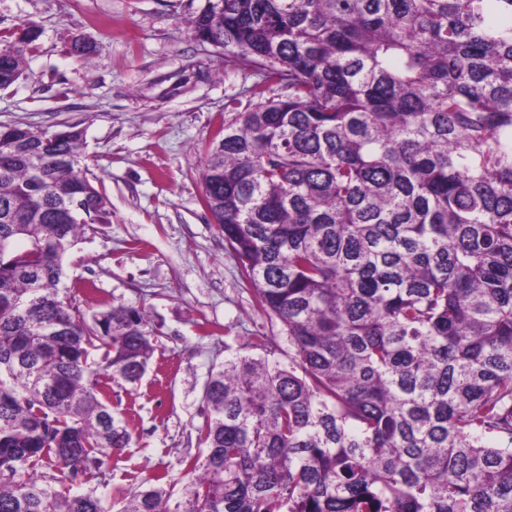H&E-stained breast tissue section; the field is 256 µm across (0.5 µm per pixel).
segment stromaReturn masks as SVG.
<instances>
[{"instance_id": "1", "label": "stroma", "mask_w": 512, "mask_h": 512, "mask_svg": "<svg viewBox=\"0 0 512 512\" xmlns=\"http://www.w3.org/2000/svg\"><path fill=\"white\" fill-rule=\"evenodd\" d=\"M203 0H0V35L34 23L40 36L24 75L0 89V125L85 130L90 178L111 202L112 221L71 249L62 283L82 307L99 300L145 310L155 351L135 384H109L130 447L83 476L77 488L120 512L138 487L167 474L180 499L181 462L199 440L211 368L230 336L271 324L252 306L238 262L202 202L200 171L225 121L245 110L259 75L225 73L191 20ZM81 36L90 62L69 53Z\"/></svg>"}]
</instances>
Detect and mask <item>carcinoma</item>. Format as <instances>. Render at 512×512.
Segmentation results:
<instances>
[{
	"label": "carcinoma",
	"instance_id": "obj_1",
	"mask_svg": "<svg viewBox=\"0 0 512 512\" xmlns=\"http://www.w3.org/2000/svg\"><path fill=\"white\" fill-rule=\"evenodd\" d=\"M192 24L261 77L203 203L280 334L211 368L182 500L120 512H512V0H204ZM38 37L0 40V88ZM83 145L0 126V512H112L35 467L128 447L108 381L154 351L143 310L61 287L112 222Z\"/></svg>",
	"mask_w": 512,
	"mask_h": 512
}]
</instances>
